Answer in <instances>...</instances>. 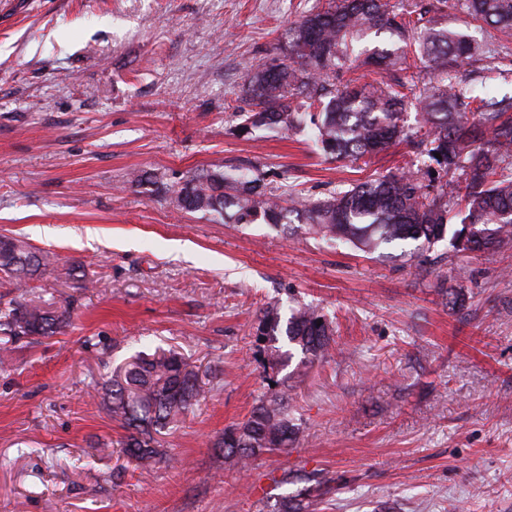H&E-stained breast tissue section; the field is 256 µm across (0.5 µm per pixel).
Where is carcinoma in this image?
<instances>
[{"label":"carcinoma","mask_w":512,"mask_h":512,"mask_svg":"<svg viewBox=\"0 0 512 512\" xmlns=\"http://www.w3.org/2000/svg\"><path fill=\"white\" fill-rule=\"evenodd\" d=\"M441 11L461 10L470 23L512 38V0H438ZM388 35L384 47L358 52L366 38ZM417 44L424 77L391 84L384 74L406 64L408 46ZM504 44L490 46L448 28L427 12H405L394 0H331L296 20L287 31L281 55L247 74L250 109L239 113V132L289 129L304 119L317 130L323 154L331 159L377 155L403 141V113L414 108L426 128L424 153L444 174L425 184L412 169L391 172L338 189L325 198L299 200L267 190L259 171L237 176L211 168L171 184L160 180L165 200L185 212H202L236 224H290L297 221L329 240H340L371 254L396 241H415L432 249L459 221L452 240L466 238L469 251H495L512 245V96L480 92L459 76L466 61L495 60L493 77L512 83V59ZM371 67L381 79L336 87V75ZM58 258L25 241L0 237V272L17 288L54 270ZM8 335L49 337L69 323V312L35 302L17 301L3 314ZM257 335L269 338L264 349L274 367L296 350L306 367L325 359L335 343L334 329L318 307L303 304L282 319L266 310ZM291 350L278 346L279 337ZM292 386L275 383L243 422L224 429L214 447L242 468L264 452L280 451L299 438L290 405ZM103 403L125 431L119 441L139 464L165 458L157 435L169 429L200 399L196 372L174 351L137 353L103 386ZM308 494L283 500L280 512H309Z\"/></svg>","instance_id":"obj_1"}]
</instances>
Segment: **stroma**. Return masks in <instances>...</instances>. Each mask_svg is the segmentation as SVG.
I'll return each instance as SVG.
<instances>
[{
    "instance_id": "1",
    "label": "stroma",
    "mask_w": 512,
    "mask_h": 512,
    "mask_svg": "<svg viewBox=\"0 0 512 512\" xmlns=\"http://www.w3.org/2000/svg\"><path fill=\"white\" fill-rule=\"evenodd\" d=\"M325 4L0 0V235L58 256L23 293L0 274V310L25 298L70 312L52 337L0 332L13 350L0 512H274L320 477L316 512H512V248L444 240L417 255L408 241L366 257L301 224L181 212L128 180L220 165L305 200L410 165L429 181L407 141L336 162L309 124L238 133L249 70ZM447 288L463 309L446 306ZM298 302L336 328L293 393L301 440L234 469L214 440L289 375L267 368L257 319ZM146 348L179 352L203 396L161 436L165 459L141 467L95 392Z\"/></svg>"
}]
</instances>
